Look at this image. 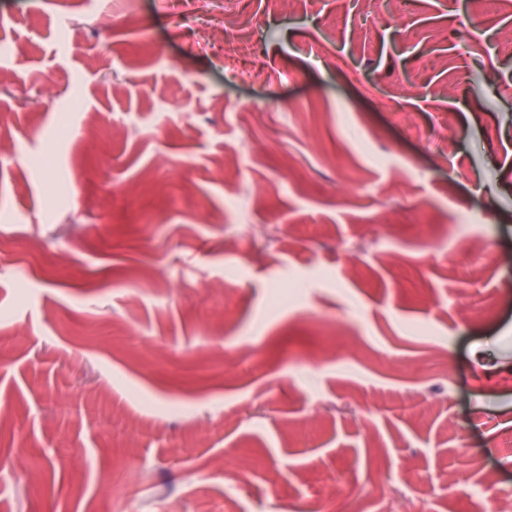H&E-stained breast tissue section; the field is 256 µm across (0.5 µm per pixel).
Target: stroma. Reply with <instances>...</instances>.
<instances>
[{"label":"stroma","mask_w":512,"mask_h":512,"mask_svg":"<svg viewBox=\"0 0 512 512\" xmlns=\"http://www.w3.org/2000/svg\"><path fill=\"white\" fill-rule=\"evenodd\" d=\"M352 2L0 0V512L512 489V0ZM230 20H226L224 23V70L227 74L231 75L233 78H252L259 76L258 73L254 71H243L240 70L236 66V58L240 50L245 49V44L241 42L237 33H227V24H231Z\"/></svg>","instance_id":"stroma-1"}]
</instances>
